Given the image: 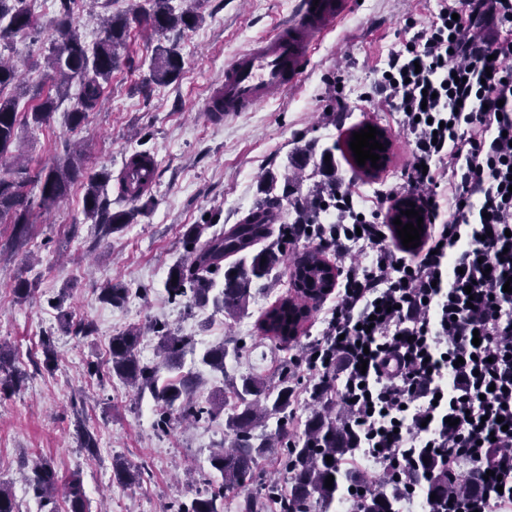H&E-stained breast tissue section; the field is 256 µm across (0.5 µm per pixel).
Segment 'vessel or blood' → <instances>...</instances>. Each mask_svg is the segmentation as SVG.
Wrapping results in <instances>:
<instances>
[{"instance_id":"vessel-or-blood-1","label":"vessel or blood","mask_w":512,"mask_h":512,"mask_svg":"<svg viewBox=\"0 0 512 512\" xmlns=\"http://www.w3.org/2000/svg\"><path fill=\"white\" fill-rule=\"evenodd\" d=\"M350 6L349 0H301L295 18L278 33L243 50L224 69L209 108L225 115L248 112L297 82L317 37Z\"/></svg>"}]
</instances>
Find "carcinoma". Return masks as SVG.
Returning a JSON list of instances; mask_svg holds the SVG:
<instances>
[{"instance_id":"carcinoma-1","label":"carcinoma","mask_w":512,"mask_h":512,"mask_svg":"<svg viewBox=\"0 0 512 512\" xmlns=\"http://www.w3.org/2000/svg\"><path fill=\"white\" fill-rule=\"evenodd\" d=\"M74 0H59V17L56 22V39L51 43L46 58L47 68L55 80L56 95L41 97L40 89L19 84L16 68L0 58V156L10 152L17 137L20 100L36 99L27 118L35 124L49 122L57 108L58 100L65 97L72 83L78 84L76 103L68 114L70 128L77 129L89 112L100 102L104 84L109 82L112 71L121 63L120 51L126 49L129 28L136 21L154 32L165 36L173 34L171 44L156 48L146 83L166 85L175 81L182 69V56L178 39L187 31L196 28L202 16L189 8L175 10L171 0H151V8L143 13L129 16L115 13L102 22V37L88 46L74 26L72 4ZM33 27L32 15L27 0H0V44H7ZM86 179L84 212L98 225L100 232H120L131 223L135 210H112V201L101 192L102 174H88L84 158L77 151L65 154L52 166L34 171L26 165L15 167L7 177H0V224L14 225V235L26 233L29 216L34 206L47 208L62 198L70 185L78 178ZM276 180L269 181L266 198L240 223L229 230L207 233L208 224H191L184 232L183 258L168 271L165 290L171 297H186L189 304L214 307L235 317L247 309L253 283L270 276L280 257L290 252L287 225L281 224L278 233H273L272 216L288 199V185L276 194ZM39 187V198L30 195L29 186ZM336 184L326 191L318 192L308 199H296L290 206L296 214L295 224H314L317 214L314 202L324 193L331 192ZM268 245L257 252L252 248L262 241ZM325 249L317 246L295 259L294 272L301 270L319 278L315 269H306L324 256ZM237 257L229 267L224 259ZM223 274L217 281L216 275ZM306 306L293 297L283 296L262 318L259 329L267 337L284 342L296 340L307 316ZM158 339L161 362L147 364L140 358L138 344L141 331L132 328L114 336L110 341L106 370L99 366L89 372L99 378L117 379L134 387L137 395L150 394L160 408L156 421L157 430L166 432L171 420L187 422L213 418L224 410L227 401H232L231 413L225 418V427L232 434L229 448L219 447L211 452L209 464L220 480H208L205 487L196 492L188 502L173 505L174 512H224L226 492L243 488L252 480L254 469L271 448V441L255 434L256 428L265 419L275 416L282 434L280 445L284 448L282 465L289 480L287 487H268L264 498L275 497L283 502L282 512H330V509L349 495L351 488L361 484L355 471L342 467V461L352 454L354 433L346 422L336 417V399L320 388L315 399L319 407L304 424L303 434L292 436L288 424L293 420L295 387L292 385L295 372L283 364L278 384L274 387L253 374H242L239 378L225 377L227 389L199 403L192 394L197 380L193 369H184V357L195 352V342L190 336H179L166 325L156 323L152 327ZM242 346L236 341H224L203 351L199 362L213 369L225 370L226 360L240 355ZM170 376L162 378L161 372ZM332 457L328 462L325 457ZM419 473L424 475L428 494L436 499L448 498V493L459 484L451 482L448 470L427 452L417 458ZM334 476L332 487L325 486L328 476ZM142 471L118 461L113 465V478L122 485L139 481ZM59 477L53 465L38 459L32 466L30 485L42 503L43 512H56L55 491ZM401 492L396 486L381 484L368 491L357 504L358 512H398ZM68 512H87L88 506L80 477L76 474L66 482Z\"/></svg>"}]
</instances>
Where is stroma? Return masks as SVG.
<instances>
[{"mask_svg": "<svg viewBox=\"0 0 512 512\" xmlns=\"http://www.w3.org/2000/svg\"><path fill=\"white\" fill-rule=\"evenodd\" d=\"M33 30L16 36L1 54L17 61L21 80L51 90L53 79L45 58L55 38L56 6L42 8L29 0ZM299 0H200L203 22L180 40L183 67L170 85L152 95L137 87L149 75L160 35L132 24L127 39L129 62L112 73L103 97L87 120L70 129L68 114L75 99L58 102L43 125L20 124L9 154L0 158V176L14 162L50 166L65 142H77L88 173L106 172L103 187L113 208H129L120 195L126 158L150 153L157 177L137 204L133 224L101 236L83 210L82 183L51 209L35 210L26 239L13 241L12 225H0V346L10 350L26 374L10 397H0V484L11 488L18 512H32L36 501L28 488L30 470L23 462L35 457L51 461L60 480L79 474L89 512H170L174 502L190 501L210 474L213 449L231 434L223 418L197 423L172 421L168 433L154 428L157 405L125 385L98 383L88 367L108 356L109 341L133 327L143 328L140 352H155L149 323L162 322L179 335L194 337L197 350L237 339L239 359H227L226 373L197 366L196 392L208 396L223 388L228 373L251 372L276 383L279 369L298 355L322 328L321 314L310 311L299 337L289 345L262 335L261 316L284 293L289 261L276 266V276L253 286L246 314L233 318L187 301H169L164 288L169 267L183 252L186 226L211 222L229 228L263 199L270 177H288L298 196L316 185L336 182L351 187L358 207L368 211L376 193L401 185V173L412 160L410 135L380 86L391 51L405 47L438 10L437 0H360L336 21L313 48L311 60L293 86L249 112L214 121L205 106L224 79V67L242 50L269 38L297 11ZM150 0H113L90 6L74 0L73 18L86 43L101 36L104 12L135 14ZM374 123L392 141L387 168L366 176L346 150L350 132ZM331 148L333 165L323 173L312 168L288 170L290 157L309 148ZM33 292L18 298L16 281ZM127 289L126 301L113 306L99 300L104 285ZM91 326L90 334L73 335L62 328ZM51 335L56 361L44 367L41 338ZM99 441L97 458L80 443L82 428ZM123 458L148 468L140 483L122 487L112 480V462Z\"/></svg>", "mask_w": 512, "mask_h": 512, "instance_id": "stroma-1", "label": "stroma"}]
</instances>
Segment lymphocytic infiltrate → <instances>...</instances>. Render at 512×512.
Here are the masks:
<instances>
[{"label":"lymphocytic infiltrate","instance_id":"lymphocytic-infiltrate-1","mask_svg":"<svg viewBox=\"0 0 512 512\" xmlns=\"http://www.w3.org/2000/svg\"><path fill=\"white\" fill-rule=\"evenodd\" d=\"M512 0H441L380 85L412 136L399 189L361 216L349 189L328 224H292L291 242L350 257L317 339L296 358L336 391L363 460L420 512L512 507ZM448 179V216L437 188ZM423 210L418 247L393 245L399 193ZM467 486L426 499L415 452Z\"/></svg>","mask_w":512,"mask_h":512}]
</instances>
